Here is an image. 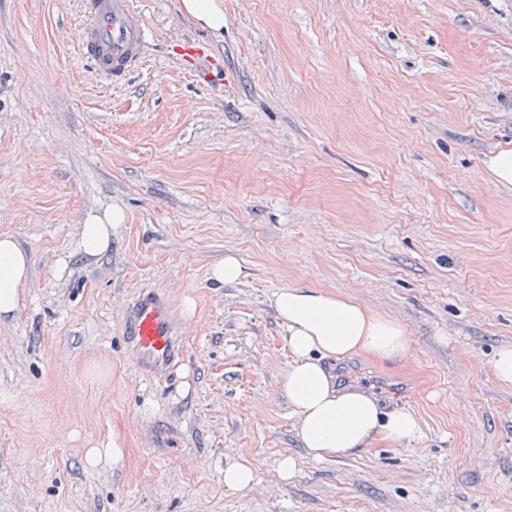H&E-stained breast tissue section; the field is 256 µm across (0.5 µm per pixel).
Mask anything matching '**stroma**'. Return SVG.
<instances>
[{"label": "stroma", "instance_id": "1", "mask_svg": "<svg viewBox=\"0 0 512 512\" xmlns=\"http://www.w3.org/2000/svg\"><path fill=\"white\" fill-rule=\"evenodd\" d=\"M85 0H0V236L32 257L0 316V512H512V0H134L125 85L76 50ZM218 59L199 81L182 48ZM117 208L104 253L87 215ZM245 275L220 284L226 255ZM183 318L162 377L125 353L142 289ZM283 288L404 325L408 351L329 360L423 435L318 460L280 391ZM112 441L120 463L89 467ZM295 473L283 478L280 463ZM238 462L243 489L224 484ZM183 7L188 14L212 29L224 26V9L217 0H183ZM487 164L500 183L512 184V149L498 151ZM123 221V213L119 210L106 212L103 216H87L81 234L83 250L89 255H98L108 249L112 240V226ZM494 376L502 383L512 384V347L499 349L492 361ZM252 479V468L246 463H237L224 470V484L229 488H244Z\"/></svg>", "mask_w": 512, "mask_h": 512}]
</instances>
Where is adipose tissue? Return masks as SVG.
Instances as JSON below:
<instances>
[{"mask_svg":"<svg viewBox=\"0 0 512 512\" xmlns=\"http://www.w3.org/2000/svg\"><path fill=\"white\" fill-rule=\"evenodd\" d=\"M121 211L89 215L81 246L90 255L109 248ZM31 270V257L9 236H0V314L16 309ZM288 332L292 361L281 382L299 419L298 436L315 458L356 452L382 442L403 446L417 442L421 424L409 408L383 410L373 396L340 388L324 361L364 354L378 360L402 357L407 333L398 321L374 313L338 295L304 288H285L274 297Z\"/></svg>","mask_w":512,"mask_h":512,"instance_id":"1","label":"adipose tissue"}]
</instances>
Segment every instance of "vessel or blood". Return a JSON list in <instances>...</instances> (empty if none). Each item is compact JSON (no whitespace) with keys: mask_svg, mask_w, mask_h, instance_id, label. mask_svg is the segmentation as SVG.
Returning <instances> with one entry per match:
<instances>
[{"mask_svg":"<svg viewBox=\"0 0 512 512\" xmlns=\"http://www.w3.org/2000/svg\"><path fill=\"white\" fill-rule=\"evenodd\" d=\"M92 18L79 31L77 50L96 72L122 84L142 62L149 37L143 16L131 0H86ZM182 322L168 301L150 291L128 305L123 334L140 367L152 375L166 374L185 355Z\"/></svg>","mask_w":512,"mask_h":512,"instance_id":"b4317fda","label":"vessel or blood"}]
</instances>
